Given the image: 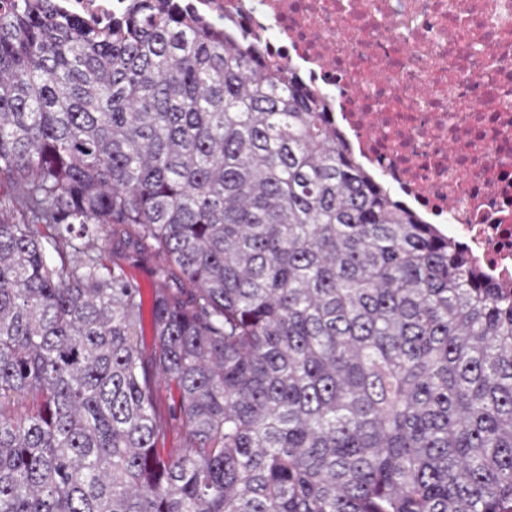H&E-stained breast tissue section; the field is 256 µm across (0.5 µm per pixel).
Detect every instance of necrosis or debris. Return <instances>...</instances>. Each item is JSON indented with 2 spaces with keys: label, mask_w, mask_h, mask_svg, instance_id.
Here are the masks:
<instances>
[{
  "label": "necrosis or debris",
  "mask_w": 512,
  "mask_h": 512,
  "mask_svg": "<svg viewBox=\"0 0 512 512\" xmlns=\"http://www.w3.org/2000/svg\"><path fill=\"white\" fill-rule=\"evenodd\" d=\"M303 69L360 165L512 282V0H189ZM91 25L128 0H61Z\"/></svg>",
  "instance_id": "4bbe7bcc"
}]
</instances>
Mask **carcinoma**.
<instances>
[{
    "label": "carcinoma",
    "mask_w": 512,
    "mask_h": 512,
    "mask_svg": "<svg viewBox=\"0 0 512 512\" xmlns=\"http://www.w3.org/2000/svg\"><path fill=\"white\" fill-rule=\"evenodd\" d=\"M0 191V512H512V283L260 41L0 0ZM113 261H119L122 263L130 275L135 279L139 288H141L144 306H143V314H142V330L143 336H146L149 340L151 336V299L153 294V289L158 288V283L151 273L148 266L145 264L133 265L131 261H127L123 258V254L118 252L112 254V252H105L104 255V263L107 265L112 264Z\"/></svg>",
    "instance_id": "carcinoma-1"
}]
</instances>
